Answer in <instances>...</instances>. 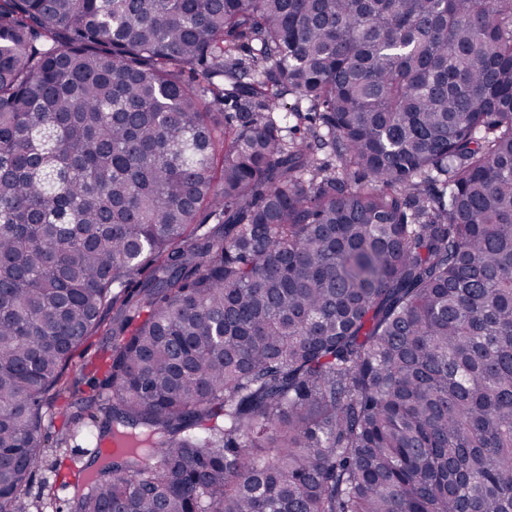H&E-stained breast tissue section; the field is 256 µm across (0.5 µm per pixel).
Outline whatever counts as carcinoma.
Masks as SVG:
<instances>
[{
	"label": "carcinoma",
	"instance_id": "1",
	"mask_svg": "<svg viewBox=\"0 0 512 512\" xmlns=\"http://www.w3.org/2000/svg\"><path fill=\"white\" fill-rule=\"evenodd\" d=\"M109 317L70 512H512V0H0V512ZM102 333L90 337L74 353L66 369L70 379H80V389L89 391L87 382L91 377L101 379L104 373V350L112 342Z\"/></svg>",
	"mask_w": 512,
	"mask_h": 512
}]
</instances>
